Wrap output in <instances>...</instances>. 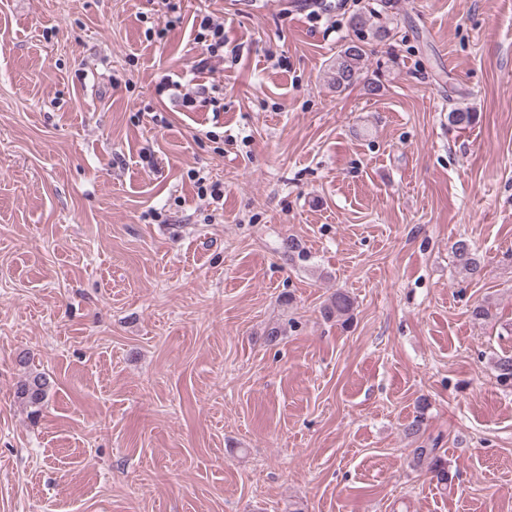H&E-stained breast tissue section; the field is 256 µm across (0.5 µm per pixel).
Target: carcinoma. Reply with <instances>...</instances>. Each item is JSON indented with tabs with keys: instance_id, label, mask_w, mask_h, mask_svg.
I'll return each instance as SVG.
<instances>
[{
	"instance_id": "obj_1",
	"label": "carcinoma",
	"mask_w": 512,
	"mask_h": 512,
	"mask_svg": "<svg viewBox=\"0 0 512 512\" xmlns=\"http://www.w3.org/2000/svg\"><path fill=\"white\" fill-rule=\"evenodd\" d=\"M393 8L392 0H378V8L368 12L353 15L349 26L355 33V38L345 43L330 62L328 68L329 83L338 93H342L360 81H365L367 89L376 94L380 92L383 84L381 79L364 76L365 61L367 58L366 45L371 42H384L392 37V28L374 19ZM479 119L476 112L467 109L454 108L448 112V123L459 129L474 126ZM458 266L471 280H479L484 276V265L476 258L470 243L465 239L456 240L451 246ZM354 301L351 297L338 290L326 302L321 310L326 320L342 318L344 322L353 319ZM493 369L497 383L505 388L512 389V355L502 356L493 360ZM50 387L49 378L43 372L32 371L27 378L19 384L16 397L26 406L32 408V413H39L47 400ZM428 404L422 402L417 409V415L409 424L406 432L413 438H419L423 433L425 412ZM411 465L415 468L424 466L437 483L444 486L452 480L449 475L448 462L439 454L436 445L426 447L420 445L412 449Z\"/></svg>"
}]
</instances>
